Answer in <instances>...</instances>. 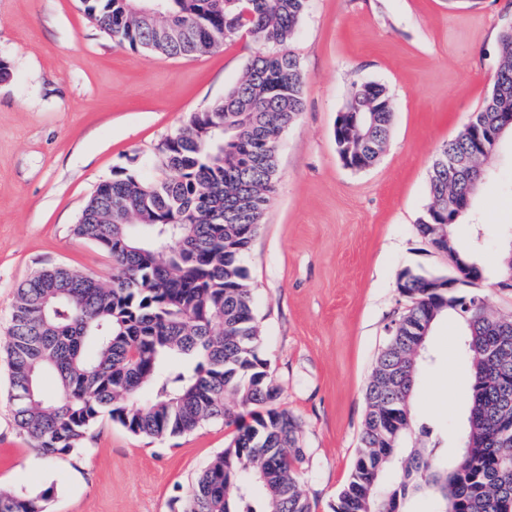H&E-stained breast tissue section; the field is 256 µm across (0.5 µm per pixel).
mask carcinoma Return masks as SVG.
<instances>
[{
  "label": "carcinoma",
  "instance_id": "carcinoma-1",
  "mask_svg": "<svg viewBox=\"0 0 512 512\" xmlns=\"http://www.w3.org/2000/svg\"><path fill=\"white\" fill-rule=\"evenodd\" d=\"M81 3L112 41L134 49L195 56L244 32L265 51L222 100L190 114L164 140L156 176L117 175L88 200L74 232L111 258L109 280L47 265L17 288L7 350L15 423L34 447L69 455L105 414L155 439L222 420L235 434L197 475L181 512H315L300 487V423L280 407L259 356L243 265L276 191V146L304 107L306 79L286 45L307 0H164L152 26L131 17L130 0ZM498 45L500 62L474 122L512 110V25L500 29ZM388 100L383 86L363 83L345 106L343 122L365 167L379 159L377 143L390 138L392 109H372ZM440 151L469 152L472 167L450 177L435 155L417 224L424 239L430 211L447 209L456 220L473 206L496 148L479 147L467 124ZM449 237L458 277L483 279L477 246ZM443 279L398 274L407 305L388 324L392 335L365 390L360 447L332 512H407L417 498L432 499L434 512H512V318L488 317L481 296L470 292L448 301V291L433 287ZM498 283L512 288L509 249ZM448 317L463 326L470 369L465 426L452 455L431 428L416 426L410 408L419 360ZM47 374L57 380L55 398L42 392ZM391 470L398 480L386 485ZM50 497L49 489L34 497L1 489L0 512H45Z\"/></svg>",
  "mask_w": 512,
  "mask_h": 512
}]
</instances>
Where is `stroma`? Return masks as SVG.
<instances>
[{"label": "stroma", "mask_w": 512, "mask_h": 512, "mask_svg": "<svg viewBox=\"0 0 512 512\" xmlns=\"http://www.w3.org/2000/svg\"><path fill=\"white\" fill-rule=\"evenodd\" d=\"M510 21L512 0H308L287 45L306 77L305 106L281 136L277 189L244 265L259 355L301 424L300 486L316 512H331L360 446L365 388L405 304L398 273L450 272L416 225L433 158L481 107ZM259 50L241 34L203 55L167 57L115 44L79 0H0V56L14 72L0 82V486L51 489L46 512H177L232 439L220 420L164 440L105 420L84 453L44 454L15 424L5 357L16 289L35 270L109 279L106 253L73 233L98 184L156 174L159 145L223 98ZM364 82L386 88L394 114L383 155L354 171L334 130L352 84ZM493 169L454 233L465 242L483 229L488 275L472 289L512 315V293L495 286L500 227L512 224L511 137ZM462 338L454 319L437 324L411 404L452 452L469 402Z\"/></svg>", "instance_id": "1"}]
</instances>
